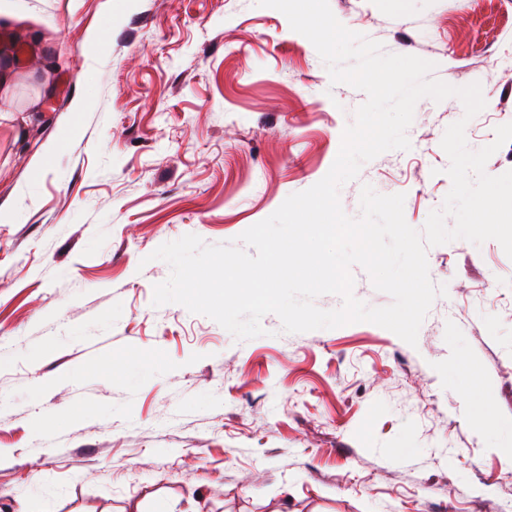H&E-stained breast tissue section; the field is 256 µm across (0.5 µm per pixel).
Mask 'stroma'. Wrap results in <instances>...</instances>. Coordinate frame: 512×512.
Returning a JSON list of instances; mask_svg holds the SVG:
<instances>
[{
	"mask_svg": "<svg viewBox=\"0 0 512 512\" xmlns=\"http://www.w3.org/2000/svg\"><path fill=\"white\" fill-rule=\"evenodd\" d=\"M31 48L0 92V512H512V259L432 247L445 286L417 346L368 322L242 341L179 304L152 259L227 243L321 180L366 96L255 0H13ZM348 29L480 83L470 149L512 122V0H329ZM86 101L74 111L75 101ZM457 98L418 101L409 150L341 186L451 188ZM75 136H67L70 127Z\"/></svg>",
	"mask_w": 512,
	"mask_h": 512,
	"instance_id": "35a3bbf8",
	"label": "stroma"
}]
</instances>
